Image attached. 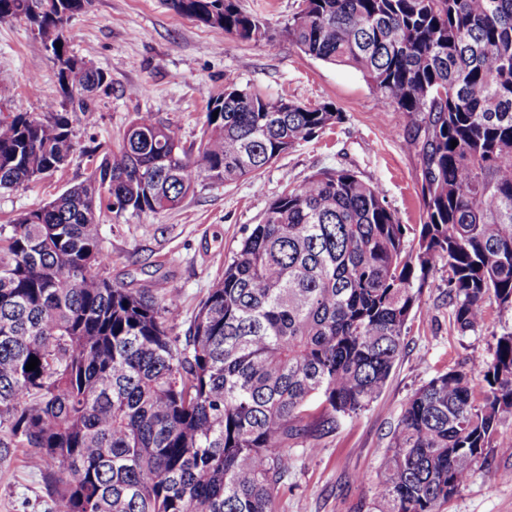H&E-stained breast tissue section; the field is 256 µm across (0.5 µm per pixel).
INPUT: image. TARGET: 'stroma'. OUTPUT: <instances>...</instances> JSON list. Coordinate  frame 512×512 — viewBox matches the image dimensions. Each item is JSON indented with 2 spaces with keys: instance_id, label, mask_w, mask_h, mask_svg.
<instances>
[{
  "instance_id": "obj_1",
  "label": "stroma",
  "mask_w": 512,
  "mask_h": 512,
  "mask_svg": "<svg viewBox=\"0 0 512 512\" xmlns=\"http://www.w3.org/2000/svg\"><path fill=\"white\" fill-rule=\"evenodd\" d=\"M265 20L274 46L241 41L177 14L164 0H93L66 27L79 58L107 74L91 98V121L72 118L78 152L57 171L28 186L0 189V225L42 205L84 180L82 150H114L120 133L140 112L170 125L185 147L199 143L209 97L227 83L308 105L330 104L341 122L326 128L252 177L230 184L198 182L177 209L124 214L102 226L109 263L103 274L127 288L157 285L177 290L172 319L184 334L198 305L224 270L247 228L261 221L288 184L313 172L348 168L378 185L385 201L406 225L409 246H417L425 212L420 161L399 113L384 110L375 91L354 69L302 54L281 30L302 0H239ZM0 118L42 114L45 103L67 106L43 38L23 17L0 21ZM484 322L463 332L448 303V267L430 269L409 322L406 347L381 396L359 414L339 418L334 431L298 441L293 462L276 493V512H377L376 485L384 469L390 431L413 394L452 369L468 372L475 386L483 373L473 358L491 359L498 338L512 331V309L487 300ZM45 460L27 448L0 464V512H52L43 481ZM475 471L440 512H512V481H489Z\"/></svg>"
}]
</instances>
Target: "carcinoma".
Here are the masks:
<instances>
[{"instance_id":"1","label":"carcinoma","mask_w":512,"mask_h":512,"mask_svg":"<svg viewBox=\"0 0 512 512\" xmlns=\"http://www.w3.org/2000/svg\"><path fill=\"white\" fill-rule=\"evenodd\" d=\"M0 0V19L38 29L62 92L90 119L106 73L81 65L63 25L92 0ZM242 41L272 43L238 0H166ZM282 35L303 54L360 72L398 112L420 158L425 219L417 249L378 187L322 169L288 185L224 261L180 337L178 299L104 278L100 224L112 213L172 210L198 180L254 175L342 119L231 84L208 100L196 150L150 112L97 157L81 183L0 225V462L45 458L53 512H275L289 440L327 434L381 395L405 347L416 273L448 261L462 332L493 297L512 309V0H303ZM62 47H56V43ZM218 116H213V113ZM457 141L451 147V141ZM77 150L67 113L0 119V189L58 169ZM39 359L33 371L30 357ZM475 402L467 372L418 389L394 428L380 512H438L512 416V331ZM321 398L326 412L305 422Z\"/></svg>"}]
</instances>
